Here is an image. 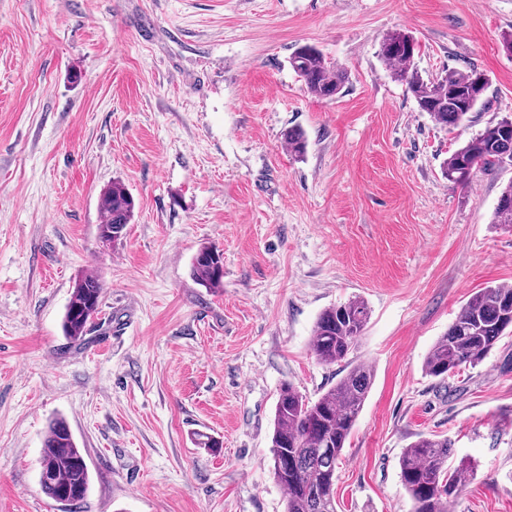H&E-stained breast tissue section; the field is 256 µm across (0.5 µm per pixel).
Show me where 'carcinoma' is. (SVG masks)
<instances>
[{
    "instance_id": "1",
    "label": "carcinoma",
    "mask_w": 512,
    "mask_h": 512,
    "mask_svg": "<svg viewBox=\"0 0 512 512\" xmlns=\"http://www.w3.org/2000/svg\"><path fill=\"white\" fill-rule=\"evenodd\" d=\"M418 55L414 37L393 31L382 40L379 56L394 80L406 85L421 111L435 124L458 127L481 110L488 86H479L482 72L475 68L453 70L440 79H425L415 65ZM293 71L316 97L332 100L348 80L347 72L329 61L320 50L304 45L289 57ZM296 157L307 151L299 130L285 136ZM512 161V119L488 123L465 140L443 162L448 181L456 182L463 170L471 174ZM103 221L99 238L115 244L125 235L135 209V199L120 181L112 182L100 196ZM492 223L512 228V183L498 198ZM193 271L207 288L224 285V256L212 245L201 246L193 258ZM101 278L82 276L74 287L63 317L68 336H82L98 314L103 292ZM369 317L364 301L351 299L325 309L312 336V352L318 362L334 365L344 361L361 336ZM512 330V286L480 289L462 306L448 330L437 339L423 362L426 375L447 378L461 368L480 365L506 332ZM372 369L365 363L352 366L316 400L309 401L295 387L281 385L271 438L272 471L284 492V512H336V467L370 391ZM454 443L446 437H418L399 460L400 479L413 502L412 512H448L458 492L474 475V464L462 458L449 463ZM41 464L47 468L40 481L50 498L67 503L83 500L90 474L84 451L78 448L66 421L51 422L44 440Z\"/></svg>"
}]
</instances>
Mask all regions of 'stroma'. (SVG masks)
Listing matches in <instances>:
<instances>
[{"label":"stroma","mask_w":512,"mask_h":512,"mask_svg":"<svg viewBox=\"0 0 512 512\" xmlns=\"http://www.w3.org/2000/svg\"><path fill=\"white\" fill-rule=\"evenodd\" d=\"M395 30L423 77L486 74L470 125H436L391 78ZM510 32L512 0H0V512H283L281 384L314 400L358 363L373 378L336 512H411L399 459L422 435L478 465L454 512H512V333L453 377L422 369L475 292L512 285V231L491 222L512 164L442 174L512 117ZM303 45L347 69L335 99L289 68ZM117 180L136 208L106 248ZM203 245L224 255L222 288L192 274ZM90 272L99 314L73 341L63 315ZM352 298L363 333L321 364L315 323ZM56 419L86 451L73 506L39 485Z\"/></svg>","instance_id":"1"}]
</instances>
